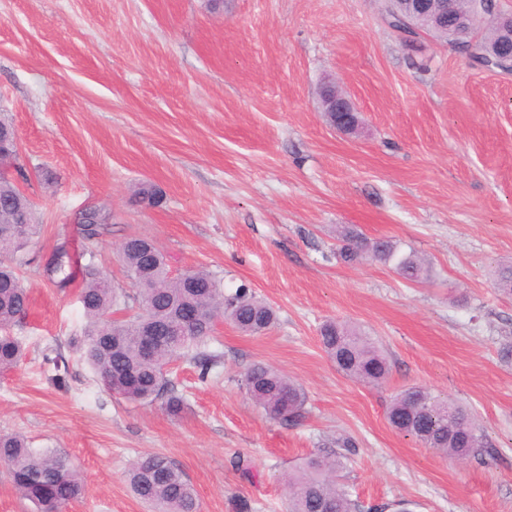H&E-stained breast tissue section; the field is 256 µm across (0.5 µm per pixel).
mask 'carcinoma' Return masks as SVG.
Wrapping results in <instances>:
<instances>
[{
  "label": "carcinoma",
  "instance_id": "carcinoma-1",
  "mask_svg": "<svg viewBox=\"0 0 512 512\" xmlns=\"http://www.w3.org/2000/svg\"><path fill=\"white\" fill-rule=\"evenodd\" d=\"M459 11L486 19L502 14L499 0H459ZM420 30L445 41L482 68L497 73L508 71L496 57L501 28L490 24L481 35L431 30L423 22ZM18 149L0 145V372L19 364L22 343L11 328L26 315L28 294L17 268L32 240L40 234L34 206L27 194L7 176L6 168L18 159ZM162 191L143 183L134 201L155 207L162 203ZM108 215L94 208L83 217L82 237L95 242L108 230ZM338 257L345 263L373 259L394 264L406 280L418 281L427 273L418 257L399 254L389 239L370 242L344 230ZM81 264L82 287L79 301L86 320L83 329L84 356L103 385L128 401L162 398L166 409L177 414L184 398L170 387L166 368L186 359L200 368L205 378L214 357H202L213 327L227 318L242 334L254 336L268 330L276 320L273 308L241 286L226 295L219 282L203 269L174 276L165 255L154 241L130 235L120 245L124 268L137 286L141 311L114 319L112 313L127 308L95 263L94 252ZM41 276L60 289L74 282V261L68 240L57 241ZM152 328L167 332L157 337L151 352L142 341ZM320 342L328 357L345 376L365 384L380 385L389 375V362L370 337L345 323L328 321L320 328ZM242 382L253 401L281 421L293 422L303 416L306 395L303 388L264 363L244 373ZM388 421L401 432L414 436L439 453L455 459H478L491 454L469 410L442 400L428 389L412 386L402 390L388 408ZM0 465L6 467L16 491L30 501L36 512H64L65 507L85 491L82 474L57 449L37 450L26 438L0 433ZM343 468L342 455L320 452L311 455L296 471L288 474V512H356L357 504L340 487L336 473ZM134 494L154 512H199L195 491L181 470L167 457L153 455L134 462L126 473Z\"/></svg>",
  "mask_w": 512,
  "mask_h": 512
}]
</instances>
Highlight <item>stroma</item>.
Masks as SVG:
<instances>
[{"label":"stroma","mask_w":512,"mask_h":512,"mask_svg":"<svg viewBox=\"0 0 512 512\" xmlns=\"http://www.w3.org/2000/svg\"><path fill=\"white\" fill-rule=\"evenodd\" d=\"M385 0H0V115L19 133L21 175L42 226L21 269L30 305L12 329L24 357L0 373V431L57 448L82 471L66 512H149L123 479L161 454L200 512H286L282 477L350 438L337 476L363 507L512 512V75L473 67L442 41L406 42ZM351 97L359 130H334L324 84ZM151 181L156 208L133 193ZM110 213L95 243L113 288L135 296L119 258L154 239L172 274L203 268L225 292L248 285L275 309L263 335L217 322L216 364L172 365L185 399L130 402L82 358L78 286L38 268L56 239L87 246L77 214ZM387 237L431 269L336 259L342 228ZM356 326L388 357L385 384L342 373L319 328ZM261 361L303 386L302 418H269L241 379ZM423 386L468 408L493 449L455 461L394 429V395ZM247 469H238L237 459Z\"/></svg>","instance_id":"35a3bbf8"}]
</instances>
